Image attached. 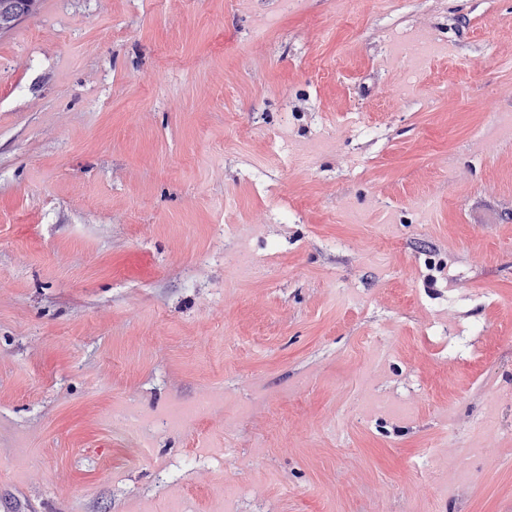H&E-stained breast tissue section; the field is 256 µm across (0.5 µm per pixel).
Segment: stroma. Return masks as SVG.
<instances>
[{
  "instance_id": "stroma-1",
  "label": "stroma",
  "mask_w": 512,
  "mask_h": 512,
  "mask_svg": "<svg viewBox=\"0 0 512 512\" xmlns=\"http://www.w3.org/2000/svg\"><path fill=\"white\" fill-rule=\"evenodd\" d=\"M0 512H512V0L0 35Z\"/></svg>"
}]
</instances>
